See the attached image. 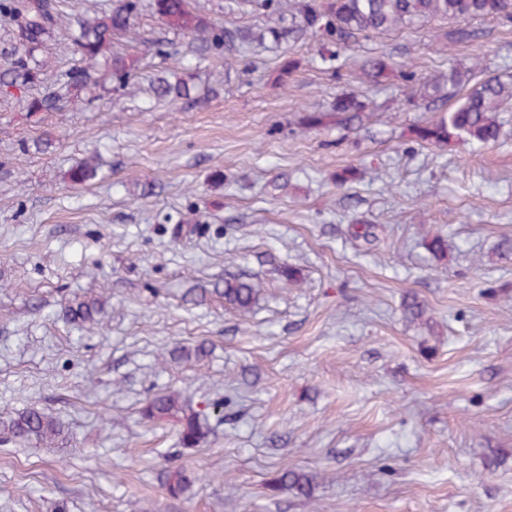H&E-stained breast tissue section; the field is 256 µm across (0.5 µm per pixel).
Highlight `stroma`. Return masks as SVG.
I'll use <instances>...</instances> for the list:
<instances>
[{"label":"stroma","mask_w":512,"mask_h":512,"mask_svg":"<svg viewBox=\"0 0 512 512\" xmlns=\"http://www.w3.org/2000/svg\"><path fill=\"white\" fill-rule=\"evenodd\" d=\"M92 4L61 0L49 68L72 64L73 16ZM473 27L448 51L445 20L362 37L326 71L311 35L203 56L146 5L116 46L132 92L56 112L0 97V419L37 407L69 435L0 434V512H512V100L498 142L439 149L409 139L431 114L400 77L479 61L512 79V24ZM165 41L179 54L157 56ZM373 56L393 69L378 84ZM164 69L191 77L193 100L153 101ZM344 92L374 105L359 127L302 128ZM85 159L97 177L71 183ZM357 219L379 225L375 247L351 241ZM228 274L261 282L250 313L193 300ZM76 296L100 299L95 325L61 319ZM410 298L428 326L406 318ZM202 341L207 356L171 358ZM228 383L236 402L202 448L141 414L155 393L220 401ZM172 465L191 480L178 498ZM286 469L311 477L312 501L274 490ZM164 486L171 497H180L189 488L185 469L182 466H171L165 473Z\"/></svg>","instance_id":"stroma-1"}]
</instances>
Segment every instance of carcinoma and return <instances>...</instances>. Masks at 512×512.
Masks as SVG:
<instances>
[{"mask_svg":"<svg viewBox=\"0 0 512 512\" xmlns=\"http://www.w3.org/2000/svg\"><path fill=\"white\" fill-rule=\"evenodd\" d=\"M235 8L270 10L269 16L278 21L290 19L298 31L322 36L325 47L319 51L321 63L333 68L351 44L360 36L399 30L415 22L448 19L457 26L445 35L446 45L454 47L474 41L478 31L469 27L472 20H492L512 23V0H232ZM153 13L168 27L200 43L204 52H232L248 44H265L267 37L277 39L278 29L267 26L257 31L216 26L211 19L192 10L190 0H152ZM139 12V0H110L98 8L92 17L79 16L71 29L74 51L72 65L60 74H50L46 64L37 60V52L47 36L57 27L60 12L57 0H0V16L11 27L15 42L11 59L0 69V92L16 90L37 93L28 99L30 112H53L69 103L82 92L91 106L102 99L106 82L125 90L133 80V63L125 55L112 51V40L135 39L134 21ZM366 76L377 82L387 75L389 61L383 56L366 60ZM476 68L452 69L448 76L423 78L406 75L414 90L408 102L433 108L435 117L410 128L412 139L421 144L445 147L455 142L489 145L500 136L496 112L501 104L512 99V83L487 76L476 82L465 94H460ZM192 86L186 79L174 82L163 77L153 86L157 100L170 105L191 95ZM370 103L356 95L342 93L327 110H316L304 117L308 128L332 123L344 128L352 126ZM97 176L96 165L83 161L69 170V180L82 183ZM353 237L361 246H371L378 240L374 224L354 225ZM427 250L438 259L447 256L448 242L440 234L424 237ZM261 291L260 282L240 275L224 277V288L214 284L213 293L235 311H251ZM62 317L84 325L95 322L99 300L75 297L64 303ZM220 403L204 400L194 407L189 399L180 400L176 393L156 394L144 409L149 419L173 418L178 423V443L183 448H198L210 433L211 410ZM0 432L12 439L33 442L47 448H57L67 438L63 423L53 414L38 408H26L0 421ZM164 486L172 497L183 495L189 488L185 469L171 466L165 473ZM278 491L293 490L311 498V480L293 470H285L275 486Z\"/></svg>","mask_w":512,"mask_h":512,"instance_id":"cac0c4a2","label":"carcinoma"}]
</instances>
